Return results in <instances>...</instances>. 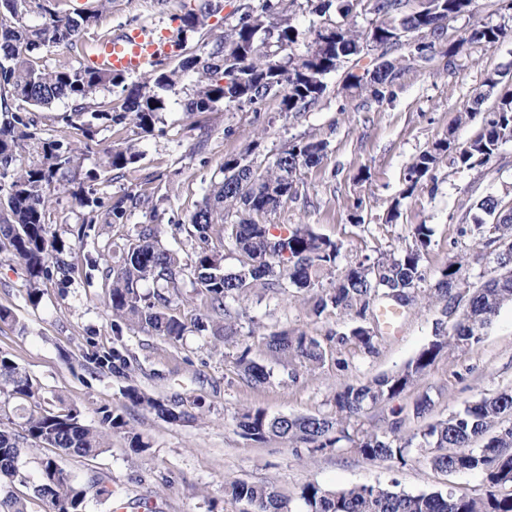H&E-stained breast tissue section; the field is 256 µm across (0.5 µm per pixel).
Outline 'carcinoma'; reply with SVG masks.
I'll use <instances>...</instances> for the list:
<instances>
[{"instance_id":"cac0c4a2","label":"carcinoma","mask_w":512,"mask_h":512,"mask_svg":"<svg viewBox=\"0 0 512 512\" xmlns=\"http://www.w3.org/2000/svg\"><path fill=\"white\" fill-rule=\"evenodd\" d=\"M241 2L238 23L229 34L211 44L205 42L192 52L185 51L179 39L174 42L178 50L175 66L161 61L140 74L139 81L129 84L128 74L112 69L75 66L68 60L46 69L32 60L34 52L59 46L79 58L88 53L94 44L86 34L97 26L107 0H88L80 11L68 8L67 0H0V239L7 241L29 275L30 302L35 304L41 298V279L54 274L66 279L73 272L67 260L72 245L49 234L46 210L51 192L64 185L68 174L81 168L83 160L71 135L40 138L31 113L62 101L65 110L60 121L88 140L105 123L128 121L149 133L159 115L168 109L170 95L177 93L181 80L189 75L196 79L184 111L192 115L216 112L231 103L265 100L279 101L283 112H305L325 92L327 76L344 61L360 55L364 45L371 44L385 56L396 45L393 38L407 31L424 34L428 53L432 54L440 40L441 23L473 12L474 0H431L420 4L415 12L408 0H371L370 10L377 24L367 34L345 22L351 12L349 5L321 0V14L334 6L343 18L317 32L331 38L322 52L313 51L305 31L291 23L284 0ZM212 14V0H199L197 8L176 16L179 32L204 29ZM508 37L512 38V28L476 21L462 41L493 47ZM366 75L364 83L350 75L352 82L345 88L366 90L380 100L395 79V73L386 69H371ZM500 83L499 74H493L491 93L497 98L492 108L482 109L485 99L478 91L462 114L464 121L479 114L483 118L480 133L456 151V162L461 167L488 163L502 144L512 141V90L497 93ZM116 89L123 94L119 109L95 102L99 92ZM451 149L452 141L447 137L415 156L404 171L403 195L409 196L422 186ZM325 151L323 142L294 143L263 172L241 164L238 158L224 161L222 179L211 182L203 204L188 218L187 227H179L195 242L192 285L205 296L203 311L195 319L197 327H205V321L216 317L224 320L225 335H233L235 316L230 303L258 285L277 289L288 284L306 292L321 288L323 292L313 304L317 314L331 307L363 318L370 301L389 287L404 293L409 304L416 300L415 286L425 280L424 255L433 235L430 225H414L411 246L383 253L371 263L360 260L337 277L336 242L317 234L308 224L278 229L256 220L286 203L294 193L297 172L319 164ZM140 158L131 145L112 146L104 151L101 168L105 172L126 171ZM98 179L97 171H88L84 185L73 192L77 204L88 211L87 223L123 221L125 201L135 205L140 197L128 193L113 204L106 202L96 196L94 185ZM228 207L236 209L238 217L231 224L226 223L224 213ZM470 210L473 227L462 229V233L472 236L473 246H512V203L487 195L473 203ZM216 224L224 226L225 242L239 254V264L231 270L224 266V251L210 244ZM158 234L157 226L146 225L126 245L120 264L112 268L108 307L112 317L121 322L176 339L186 329L176 314L180 297L175 292L185 267L177 252L159 245ZM499 257L507 263L509 274L479 286L469 282L465 258L448 261L430 289V297L446 310L458 309L459 320L451 332L436 328L434 340L402 369L336 392V418L270 417L262 410L248 409L234 416L240 435L260 442L277 439L296 453L303 448L315 452L335 447L341 441L340 434L367 408L401 395L427 373L445 349H469L482 341L498 310L512 303V252L502 251ZM327 277L330 288L325 289L323 281ZM147 281L172 288L174 293L143 295L139 286ZM264 339L270 351L302 364L321 363L330 353L319 339L305 332H272ZM328 341L336 342L338 348L355 345L371 352L377 336L373 329L359 326L332 335ZM93 357L100 366L123 373L125 359L119 351L98 352ZM239 363L248 382L257 386L270 381L271 374L265 367L244 356ZM33 396L26 371L0 355V397L4 403ZM127 397L161 417L179 419L159 400L134 390L128 391ZM504 415L512 416V390L484 397L408 438L397 435L398 426L394 425L384 432L364 431L353 441L354 450L367 460H396L402 464L414 444L434 448L436 453L429 458L432 467L448 473L479 471L485 476L491 490L482 497L453 491L410 494L380 485L326 489L306 483L295 507L271 485L240 480L225 485L224 493L234 502H247L252 512H295L297 507L301 512H512V425L489 434ZM22 419V441L11 429L0 427V493L4 494L0 503L8 512H27L25 504L10 490L11 484L22 478L23 442L32 447L56 448L66 455L93 456L103 448L108 432L126 426L122 416L107 413L102 417L101 429H92L82 423L74 408L31 409ZM34 493L46 501L48 512H84L88 494L106 499L114 495L111 487L100 482H75L52 457L42 460Z\"/></svg>"}]
</instances>
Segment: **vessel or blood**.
<instances>
[{
	"label": "vessel or blood",
	"mask_w": 512,
	"mask_h": 512,
	"mask_svg": "<svg viewBox=\"0 0 512 512\" xmlns=\"http://www.w3.org/2000/svg\"><path fill=\"white\" fill-rule=\"evenodd\" d=\"M170 51L163 40L146 29L126 27L113 35L111 42L98 45L90 65L138 73L153 67Z\"/></svg>",
	"instance_id": "vessel-or-blood-1"
}]
</instances>
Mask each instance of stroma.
I'll list each match as a JSON object with an SVG mask.
<instances>
[{
  "label": "stroma",
  "mask_w": 512,
  "mask_h": 512,
  "mask_svg": "<svg viewBox=\"0 0 512 512\" xmlns=\"http://www.w3.org/2000/svg\"><path fill=\"white\" fill-rule=\"evenodd\" d=\"M183 5L195 8L197 0H171L165 6L156 0H111L95 31L115 32L134 19L172 42L179 24L171 16ZM475 20L512 27V0H476L473 16L451 23L444 43L459 40ZM371 61L365 54L344 63L328 77L323 97L305 112H283L277 102L269 101L190 115L177 94L152 133H140L130 124L99 128L85 151L84 169L97 168L109 145L131 144L141 154L123 176L101 174L96 183L99 196L117 198L133 191L145 199L128 206L122 223L87 229L85 211L70 189L57 190L48 207V230L72 243L75 271L65 282L56 276L43 279L38 304L27 299L25 267L9 248L0 249V306L15 317L14 322L0 323V353L29 374L36 404L45 410L75 407L83 424L92 428L99 427L108 411L127 422L124 429L106 436L102 452L93 457L31 448L22 467L26 479L12 486L25 499L28 512H46L44 502L33 494L46 457L56 458L76 481L103 479L118 491L124 512H247L245 503L224 494L225 483L234 480L271 484L293 499L308 482L329 489L394 484L412 493L452 489L474 497L485 494L482 474L434 469L425 447L411 448L404 464L369 461L343 448L298 455L274 439H244L234 422L235 414L247 408L271 416L334 417L336 391L399 370L433 340L442 318L440 304L424 299L397 315L384 325L375 352L353 346L343 350L349 362L345 370L331 356L307 369L269 353L261 338L265 332L304 331L323 340L361 323L355 314L332 308L314 314L312 293L291 287H255L233 302L238 317L231 336L218 322L202 330L194 326L203 299L187 282L179 290L182 303L177 310L187 329L176 340L127 325L114 328L106 306L112 284L108 271L143 225H157L160 245L190 261L194 243L174 222L187 220L202 203L224 159L241 156L262 170L302 140L325 142L326 154L321 163L301 169L295 195L263 215V223L311 225L339 245L341 270L412 245L413 226L428 224L434 235L424 259L427 277L421 293L433 288L442 267L456 256L467 259L470 282L480 284L499 248L473 250L461 229L473 202L489 194H512V141L502 144L488 164L471 169L444 157L413 196L402 197L401 190L405 167L414 156L447 135H454L461 146L478 134L481 118L464 122L460 114L488 75L510 70L502 87L512 90V39L494 47L464 44L450 63L438 56L407 66L379 101L365 91H342L346 74L363 75ZM393 208L398 215L392 219L388 212ZM81 228L86 231L82 237L77 234ZM92 258L97 261L93 267L88 264ZM111 349L127 360L123 374L100 369L90 358L92 352ZM244 354L270 371L269 383L246 381L239 365ZM511 388L509 303L500 308L478 346L444 352L400 397L369 408L354 427L384 431L397 419L402 433L409 435ZM130 389L164 401L182 413V420L171 421L134 404L126 396ZM425 397L430 410L416 417L414 406ZM136 434L146 442L145 450L132 449L130 440Z\"/></svg>",
  "instance_id": "1"
}]
</instances>
